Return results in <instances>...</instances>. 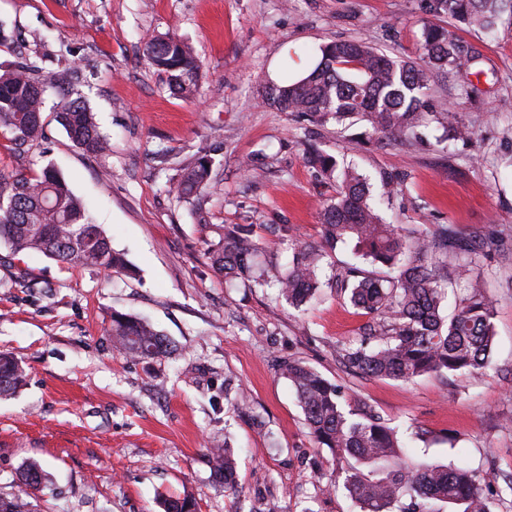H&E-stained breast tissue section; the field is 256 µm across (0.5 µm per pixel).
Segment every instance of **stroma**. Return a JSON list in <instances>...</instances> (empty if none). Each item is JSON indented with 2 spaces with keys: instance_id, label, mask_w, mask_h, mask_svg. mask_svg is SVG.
I'll return each instance as SVG.
<instances>
[{
  "instance_id": "35a3bbf8",
  "label": "stroma",
  "mask_w": 512,
  "mask_h": 512,
  "mask_svg": "<svg viewBox=\"0 0 512 512\" xmlns=\"http://www.w3.org/2000/svg\"><path fill=\"white\" fill-rule=\"evenodd\" d=\"M431 24L455 30L476 58L468 80L435 71L429 82L433 111L454 109L471 141L433 119L401 144L365 121L322 124L265 101L272 60L285 68L342 40L416 61ZM0 30V64L30 61L44 78L78 68L75 88L111 144L106 157L83 154L48 105L37 143L0 131V177L54 166L129 265L73 267L0 244V353L27 374L0 399V490L35 459L50 476L31 498L38 512H163V499L184 495L198 512H358L344 490H324L336 471L280 370L290 359L338 385L345 409L370 407L396 427L413 459L478 471L491 512H512V14L485 32L437 15L433 0H0ZM167 35L199 57L192 97L172 93L144 56ZM311 150L372 187L392 177L386 223L423 235L452 224L487 242L475 260L495 311L487 375H362L339 354L372 318L346 296L324 288L296 309L275 285L231 288L214 271L219 224L249 228L264 268L287 265L291 239L320 244L336 179L308 163ZM202 152L216 183L206 225L166 187ZM116 310L148 320L173 353L113 349ZM223 441L237 461L234 494L209 461Z\"/></svg>"
}]
</instances>
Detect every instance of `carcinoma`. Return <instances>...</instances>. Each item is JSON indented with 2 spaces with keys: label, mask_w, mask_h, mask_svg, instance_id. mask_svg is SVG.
I'll return each instance as SVG.
<instances>
[{
  "label": "carcinoma",
  "mask_w": 512,
  "mask_h": 512,
  "mask_svg": "<svg viewBox=\"0 0 512 512\" xmlns=\"http://www.w3.org/2000/svg\"><path fill=\"white\" fill-rule=\"evenodd\" d=\"M512 0H436L435 10L467 25L490 28ZM425 64L394 60L359 41H333L321 47V58L308 75L287 85H273L268 100L282 112H302L320 123L364 118L373 131L396 140L415 135L424 122L423 98L429 72L451 68L465 74L472 58L449 30L430 25L424 31ZM148 63L165 76L176 93L196 91L199 58L187 43L159 38L146 46ZM56 97L54 112L75 146L88 156L109 151L91 107L73 90L72 71L41 79L26 62L0 68V129L13 134L19 146L43 136L42 112L48 93ZM203 154L183 164L169 192L195 203L211 186L212 167ZM336 196L324 204L322 244L295 245L293 259L276 277L279 294L300 308L322 283L318 279L328 251L354 244L355 253L392 273L375 277L351 265L336 275L350 303L373 315L369 336L342 351L341 363L363 375L404 382L455 372L482 373L491 364L494 339L493 304L483 283L471 282L469 297L451 315H442L448 285V252L477 256L481 242L460 237L452 224H439L431 235L418 237L386 224L372 203L368 179L353 168L337 176ZM15 254H42L68 265L108 271L128 269L124 256L89 217L84 202L50 165L35 176L19 175L0 182V243ZM257 244L248 229L236 226L211 246V266L232 283L251 278ZM106 334L128 355L160 359L170 352L169 340L149 323L112 312ZM305 424L321 448L330 450L342 488L360 512H434L437 502L461 512H490L483 493L486 478L461 465L429 464L410 458L396 429L370 412L345 411L341 392L315 369L299 362L283 364ZM26 371L13 358L0 355V396L17 390ZM215 481L234 493L238 476L232 450L211 449ZM23 488L0 493V512H34L28 490H39L48 474L36 461L20 470ZM164 512H194L195 502L166 499Z\"/></svg>",
  "instance_id": "obj_1"
}]
</instances>
